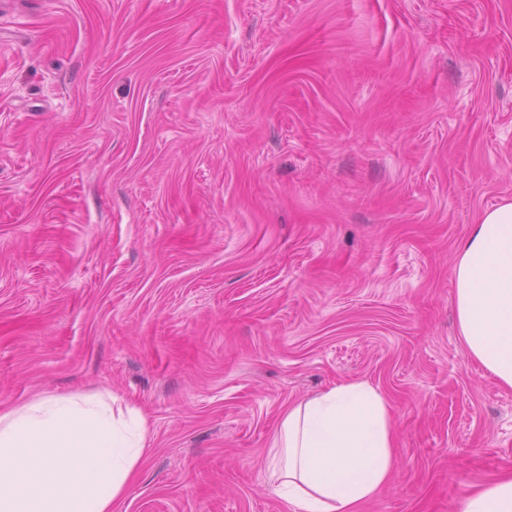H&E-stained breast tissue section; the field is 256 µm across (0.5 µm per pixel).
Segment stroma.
Wrapping results in <instances>:
<instances>
[{
	"label": "stroma",
	"instance_id": "obj_1",
	"mask_svg": "<svg viewBox=\"0 0 512 512\" xmlns=\"http://www.w3.org/2000/svg\"><path fill=\"white\" fill-rule=\"evenodd\" d=\"M506 199L512 0H0V410L139 409L114 512H287L283 414L366 381L361 512H453L512 472L452 278Z\"/></svg>",
	"mask_w": 512,
	"mask_h": 512
}]
</instances>
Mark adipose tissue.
Returning <instances> with one entry per match:
<instances>
[{"instance_id": "1", "label": "adipose tissue", "mask_w": 512, "mask_h": 512, "mask_svg": "<svg viewBox=\"0 0 512 512\" xmlns=\"http://www.w3.org/2000/svg\"><path fill=\"white\" fill-rule=\"evenodd\" d=\"M470 356L512 388V201L484 212L453 268ZM147 442L146 420L109 392L47 395L0 413V512H112ZM390 408L371 384L343 382L288 409L268 450L295 512H358L394 470ZM457 512H512V475L463 495Z\"/></svg>"}]
</instances>
